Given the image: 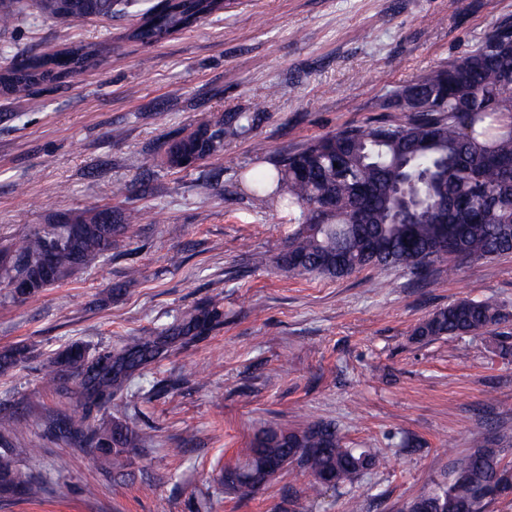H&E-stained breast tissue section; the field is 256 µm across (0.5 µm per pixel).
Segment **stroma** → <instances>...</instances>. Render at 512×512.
<instances>
[{
    "label": "stroma",
    "mask_w": 512,
    "mask_h": 512,
    "mask_svg": "<svg viewBox=\"0 0 512 512\" xmlns=\"http://www.w3.org/2000/svg\"><path fill=\"white\" fill-rule=\"evenodd\" d=\"M148 4L122 0L112 17L75 27L23 0L20 20L0 33L13 54L76 43L100 51L99 66L50 90L0 96V244L90 205L154 214L105 261L36 300L0 305V350L29 353L0 374V413L24 424L9 453L41 486L6 512H274L292 493L299 512H349L354 497L362 512H404L429 479L450 476L474 439L512 438V356L488 336L411 335L465 297L512 314V254L423 280L402 268L291 277L273 267L292 230L288 211L254 197L240 173L385 118L395 90L512 23V0H225L222 13L144 46L125 34ZM217 112L264 121L196 170L167 168L164 141ZM258 139L265 154L254 151ZM117 184L128 196L113 197ZM215 295L223 325L142 369L110 414L145 437L129 478L113 480L91 450L48 433L77 411L47 383L49 356L75 343L93 355L155 333ZM315 421L374 454L354 487L311 495L305 477L286 472L247 500L225 491L221 469L262 428Z\"/></svg>",
    "instance_id": "stroma-1"
}]
</instances>
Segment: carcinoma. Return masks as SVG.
Masks as SVG:
<instances>
[{
  "mask_svg": "<svg viewBox=\"0 0 512 512\" xmlns=\"http://www.w3.org/2000/svg\"><path fill=\"white\" fill-rule=\"evenodd\" d=\"M121 0H34L46 19L82 24L108 18ZM18 0H0V29L11 27ZM224 10V0H157L127 38L157 43L168 35ZM97 51L70 46L62 51L14 59L0 67V92L16 99L44 84H57L94 62ZM412 94L425 106L395 109L390 119L370 126H347L288 151L271 169L249 175L257 198L279 199L298 215L276 267L293 275L340 279L369 268L404 267L422 272L435 265L494 259L512 254V25L492 30L480 45L448 66L416 77L395 93ZM260 112L216 113L165 142L164 163L180 171L200 168L224 153V140L257 130ZM99 207L70 210L18 241L0 246V288L19 279L32 281L26 299L40 296L74 272L112 252L144 220L136 209H114L109 223L98 221ZM55 268L41 270L48 251ZM507 319L490 299L462 298L419 322L412 336L430 342L443 336L482 337ZM224 324L221 298L212 297L175 320L159 337L136 336L119 350L90 356L72 345L51 357L47 375L59 393H70L82 414L55 422L52 433L74 448H92L113 478L127 475L132 454L144 437L134 428L97 417L116 405L124 384L145 366L165 358L169 345L204 336ZM27 360L25 350L0 351V372ZM21 419L0 415V447H10ZM308 479L318 493L331 478L351 487L375 465L374 455L351 448L328 422L286 428L270 424L251 448L224 469V488L240 498L259 493L275 478L273 459ZM496 477L512 480L490 440L476 441L445 481H430L426 493L443 512H479L478 501ZM19 487L13 458L0 453V508Z\"/></svg>",
  "mask_w": 512,
  "mask_h": 512,
  "instance_id": "1",
  "label": "carcinoma"
}]
</instances>
